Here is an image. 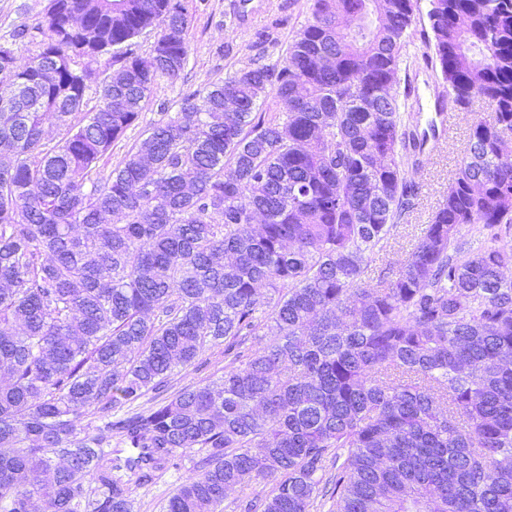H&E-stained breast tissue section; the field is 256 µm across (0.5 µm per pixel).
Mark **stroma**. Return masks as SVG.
<instances>
[{
	"instance_id": "35a3bbf8",
	"label": "stroma",
	"mask_w": 512,
	"mask_h": 512,
	"mask_svg": "<svg viewBox=\"0 0 512 512\" xmlns=\"http://www.w3.org/2000/svg\"><path fill=\"white\" fill-rule=\"evenodd\" d=\"M189 16L190 52L184 70L175 80H160L147 102L138 124L112 146L104 158L105 170L121 165L128 152L141 141L162 111H178L182 100L199 93L212 83L223 81L234 71L260 61L273 64L282 60L289 41L306 24L307 0H181ZM49 0H0V43L13 45L20 56H30L34 44L13 41V33L23 27L47 26ZM429 31L426 19H418L407 37L403 61L397 74L399 101L404 115L425 122L438 100L447 99L423 55ZM481 97H474L470 113H457L453 129L441 149H425L423 165L416 177L419 184L413 209L398 224L387 248L368 259L366 279L398 266L409 254L408 241L428 224L443 201L448 180L465 154L472 114L485 111ZM224 347H209L200 365L175 368L170 376V391L190 384H205L224 374ZM203 452L179 456L174 467L157 472L148 484L136 487L132 512H165V506L180 485L202 464Z\"/></svg>"
}]
</instances>
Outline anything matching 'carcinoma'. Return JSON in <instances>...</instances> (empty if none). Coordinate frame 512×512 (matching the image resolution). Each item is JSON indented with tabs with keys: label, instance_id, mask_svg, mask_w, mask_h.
Returning a JSON list of instances; mask_svg holds the SVG:
<instances>
[{
	"label": "carcinoma",
	"instance_id": "obj_1",
	"mask_svg": "<svg viewBox=\"0 0 512 512\" xmlns=\"http://www.w3.org/2000/svg\"><path fill=\"white\" fill-rule=\"evenodd\" d=\"M309 11L281 64L184 98L107 175L187 64L181 3L51 0L50 35H13L36 53L0 44V102L26 107L0 112V512H131L197 448L166 512H219L256 478L273 489L247 512H512V244L460 243L469 224L512 230V0L427 12L436 78L457 110L478 95L487 111L408 257L371 283L415 194L402 150L423 144L396 88L416 0ZM86 52L104 59L95 83L61 65ZM218 342V381L134 408ZM89 416L102 424L78 427Z\"/></svg>",
	"mask_w": 512,
	"mask_h": 512
}]
</instances>
